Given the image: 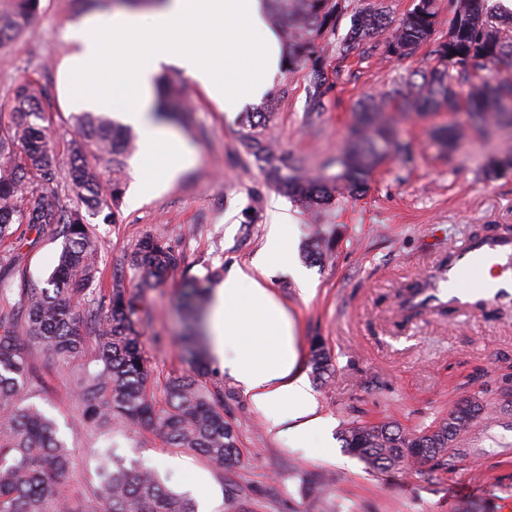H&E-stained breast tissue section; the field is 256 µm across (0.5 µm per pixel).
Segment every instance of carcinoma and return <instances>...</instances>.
<instances>
[{
    "instance_id": "obj_1",
    "label": "carcinoma",
    "mask_w": 512,
    "mask_h": 512,
    "mask_svg": "<svg viewBox=\"0 0 512 512\" xmlns=\"http://www.w3.org/2000/svg\"><path fill=\"white\" fill-rule=\"evenodd\" d=\"M269 17L285 33V59L291 65L309 61L312 98L321 104L326 77L320 41L336 31L343 14L341 0H264ZM40 0H10L0 11V47L29 32ZM449 28L454 40L434 45V65L393 90L387 103L395 112H448L469 107V116L482 125L512 124V14L503 15L487 0H450ZM437 0H414L413 7L395 19L379 0L354 13L339 43L346 58L360 45L389 31L385 52L399 59L412 56L431 41L438 25ZM38 84H17L9 104L0 107V238L12 235L14 224L45 229L61 226L64 237L57 265L46 288L13 290L0 283V512H198L193 498L168 488L154 472L129 469L112 449L97 450L99 483L84 495L61 493L62 476L72 464V453L59 436L56 422L38 406L18 404L24 384L35 377L34 355L47 349L64 366L81 357L89 340L95 342V367L73 379L77 412L69 423L72 434L113 421L133 431L146 430L170 448H190L219 467L238 459L236 436L224 420V391L207 385L211 364L188 351L192 373L166 380L167 407L158 412L153 381L143 355L137 294L123 281L101 292L93 288L97 272L98 241L86 214H98L119 205L123 183L122 157L131 146L128 131L103 114L74 115L81 141L74 144L66 177L51 145L49 115L53 107ZM385 108L372 102L359 105L351 138L323 167L331 175L309 176L299 165L281 166L268 134L273 120L272 100L245 114L247 131L241 145L267 174L275 188L307 209L334 203L336 193L359 192L389 156L406 150ZM436 139L454 152L461 138L457 126L440 127ZM92 149L112 169L108 195H103L96 172L85 162ZM67 180L81 206L59 210L49 200L61 180ZM181 258L162 235H148L138 244L131 266L144 283H160ZM185 305L196 332H201L209 302L208 278L189 280ZM316 378L334 372L332 357L322 343L312 348ZM488 419L476 400L456 405L448 417L420 430H404L391 422L352 424L341 433L343 447L376 469H408L426 460L453 467L464 456L470 428ZM419 448L437 452L422 456Z\"/></svg>"
}]
</instances>
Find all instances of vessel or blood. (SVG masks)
<instances>
[{
    "label": "vessel or blood",
    "mask_w": 512,
    "mask_h": 512,
    "mask_svg": "<svg viewBox=\"0 0 512 512\" xmlns=\"http://www.w3.org/2000/svg\"><path fill=\"white\" fill-rule=\"evenodd\" d=\"M507 267L512 265V237L507 235L473 238L459 247L453 258L438 274L439 286L408 295L402 303L406 314L444 305L449 311L463 314L498 303H512V276H497L492 282H479L467 288L463 282L469 273L487 261Z\"/></svg>",
    "instance_id": "1"
}]
</instances>
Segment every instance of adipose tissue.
<instances>
[{
	"label": "adipose tissue",
	"mask_w": 512,
	"mask_h": 512,
	"mask_svg": "<svg viewBox=\"0 0 512 512\" xmlns=\"http://www.w3.org/2000/svg\"><path fill=\"white\" fill-rule=\"evenodd\" d=\"M64 36L75 46L64 62L72 108L117 114L140 134L133 207L195 162L174 130L153 116L154 77L164 66L177 63L233 113L263 93L280 62L279 39L260 0H167L148 16H85ZM296 234L290 217L279 215L259 257L234 265L214 288L209 314L212 356L294 446L329 425L303 369L295 319L271 291L270 278L287 263Z\"/></svg>",
	"instance_id": "adipose-tissue-1"
}]
</instances>
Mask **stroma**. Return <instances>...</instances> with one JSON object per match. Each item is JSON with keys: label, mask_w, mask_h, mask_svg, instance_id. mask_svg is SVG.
<instances>
[{"label": "stroma", "mask_w": 512, "mask_h": 512, "mask_svg": "<svg viewBox=\"0 0 512 512\" xmlns=\"http://www.w3.org/2000/svg\"><path fill=\"white\" fill-rule=\"evenodd\" d=\"M368 2L346 0V15L324 39L327 81L320 103L312 101L307 64L279 68L270 78L267 88L277 94L270 133L284 163L319 171L343 146L359 100L384 98L431 65L430 45L398 60L385 53L383 33L373 47L338 58L351 14ZM40 6L30 33L0 51V101L19 81H38L53 104L51 140L64 166L79 134L64 92L62 64L70 47L62 34L82 14L71 0H41ZM163 74L179 84L177 103L188 109L189 121L174 130L196 161L138 207L121 202L115 221L89 216L101 246L95 285L106 289L119 277L136 288L131 256L146 235L166 232L180 255V266L162 285L143 291L144 354L161 404L165 380L190 371L181 344L186 319L178 308L183 282L209 274L220 281L232 264L256 258L281 212L298 226L294 260L301 261L311 226L320 225L333 238L330 258L304 263L302 285L277 270L272 287L295 315L304 347L318 340L332 356V377L311 384L317 412L331 428L327 437L292 447L287 436L267 429L216 363L209 382L224 390V418L240 452L235 466L217 469L197 452L167 447L148 431L131 434L116 421L67 438L76 464L64 475L62 491L73 496L97 486L93 451L111 445L126 465H150L169 487L189 493L199 512H468L473 504L483 512H512V305L463 316L435 311L404 319L398 312L419 279L447 264L465 241L512 236V171L497 177L484 171L486 155L512 154V128L488 140L461 113H395L406 152L389 156L360 193L337 195L327 209L310 211L279 193L242 148V115L255 100L229 115L179 66ZM451 122L464 136L446 155L431 132ZM14 231L0 241V280L44 287L62 235L26 224ZM37 370V383L22 389L20 403L37 404L66 426L75 415L72 368L44 352ZM465 398L480 401L493 416L471 428L465 457L450 469L427 463L408 473L375 469L339 439L354 422L424 428Z\"/></svg>", "instance_id": "obj_1"}]
</instances>
